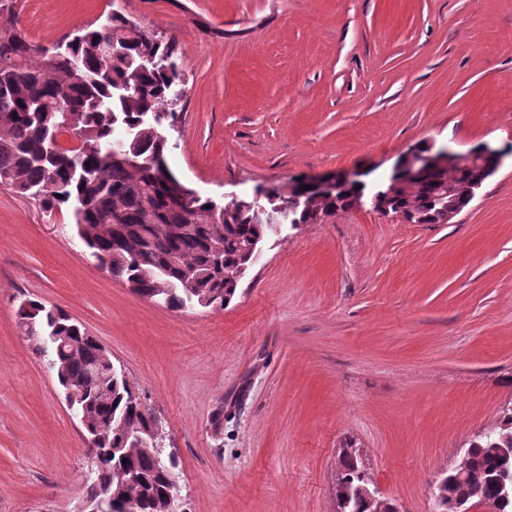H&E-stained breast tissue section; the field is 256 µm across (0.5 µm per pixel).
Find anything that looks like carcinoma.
Segmentation results:
<instances>
[{"label": "carcinoma", "instance_id": "1", "mask_svg": "<svg viewBox=\"0 0 512 512\" xmlns=\"http://www.w3.org/2000/svg\"><path fill=\"white\" fill-rule=\"evenodd\" d=\"M15 0H0V183L42 197L45 209L72 212L74 230L114 277L139 296L172 311L228 305L252 266V251L276 224L278 208L294 224H317L352 208L363 189L336 200L290 207L276 187L266 203L232 198L219 203L201 196L178 177L158 183L152 168L108 160L117 129L123 150L166 160V129L180 113L169 99L180 73L167 61L174 41H159L119 10L105 23L82 25L65 37L67 50L49 55L14 20ZM66 133L71 145L59 144ZM477 168H457L399 188L376 211L410 224H435L448 189L458 192L481 180ZM19 324L37 353L47 358L64 398L84 416L88 445L98 464L85 482L80 512H165L178 461L157 457L162 425L147 397L118 369L104 347L57 307L23 300ZM340 449L350 484L359 477V457ZM512 403L494 426L469 443L471 479L447 473L442 503L467 498L490 502L494 512H512Z\"/></svg>", "mask_w": 512, "mask_h": 512}]
</instances>
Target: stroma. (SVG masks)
Masks as SVG:
<instances>
[{
    "label": "stroma",
    "instance_id": "obj_1",
    "mask_svg": "<svg viewBox=\"0 0 512 512\" xmlns=\"http://www.w3.org/2000/svg\"><path fill=\"white\" fill-rule=\"evenodd\" d=\"M121 9L175 38L170 168L253 198L410 147L501 168L452 224L371 203L283 225L221 309L177 312L99 268L69 210L0 184V512H77L87 446L22 333L30 297L85 326L162 416L187 512H336L353 440L407 512L512 400V0H16L41 45Z\"/></svg>",
    "mask_w": 512,
    "mask_h": 512
}]
</instances>
